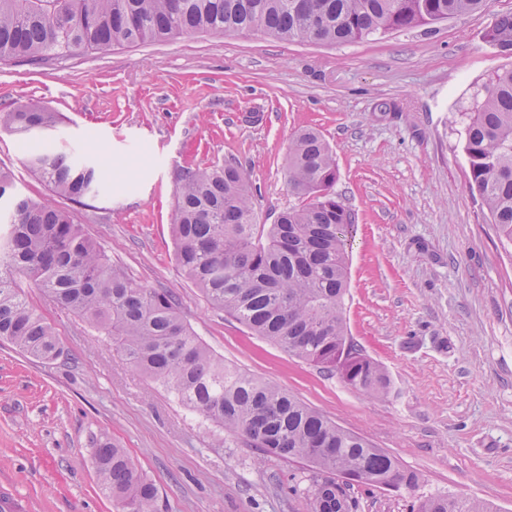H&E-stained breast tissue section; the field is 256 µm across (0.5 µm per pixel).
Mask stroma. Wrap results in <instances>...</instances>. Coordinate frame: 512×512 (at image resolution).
Instances as JSON below:
<instances>
[{
    "instance_id": "stroma-1",
    "label": "stroma",
    "mask_w": 512,
    "mask_h": 512,
    "mask_svg": "<svg viewBox=\"0 0 512 512\" xmlns=\"http://www.w3.org/2000/svg\"><path fill=\"white\" fill-rule=\"evenodd\" d=\"M512 0L435 25L342 44L261 32L183 35L48 65L0 64V108L44 106L46 141L117 171L84 203L56 198L0 131V169L18 196L55 201L143 288L171 292L225 364L271 380L420 476L416 490L353 484L354 512H410L448 494L512 512V243L469 187L463 115L512 53L486 33ZM316 127L336 156L352 214L344 315L388 371L374 398L288 355L213 308L174 259L171 214L183 170L233 161L260 219L297 205L291 136ZM61 356L0 341V503L18 512H120L91 450L106 436L161 492L159 512H310L308 469L264 455L192 415L133 371L106 336L28 287Z\"/></svg>"
}]
</instances>
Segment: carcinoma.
<instances>
[{"label": "carcinoma", "instance_id": "1", "mask_svg": "<svg viewBox=\"0 0 512 512\" xmlns=\"http://www.w3.org/2000/svg\"><path fill=\"white\" fill-rule=\"evenodd\" d=\"M483 0H0V63L46 64L118 46L190 33L260 31L287 41L341 44L389 30L433 25L474 12ZM491 41L512 45V15ZM57 125L44 109H0V129L23 138L31 172L58 196L81 203L106 184L85 157L59 152L35 131ZM470 188L497 234L512 242V67L493 74L464 126ZM336 159L328 142L303 129L288 146V185L302 199L275 224H261L250 182L231 162L181 175L172 236L179 268L213 307L253 335L339 374L374 397L392 391L388 372L347 336L343 298L349 279L351 213L337 199ZM0 171V340L42 359L61 355L56 333L17 288L32 281L54 304L108 336L134 370L172 393L197 417L250 448L308 463L303 494L310 512H353L351 482L418 486L415 472L346 431L273 381L224 364L186 324L176 298L134 285L69 213L11 193ZM101 489L122 512H157L159 489L107 437L93 448ZM345 477L342 482L337 476ZM412 512H491L476 500L418 497Z\"/></svg>", "mask_w": 512, "mask_h": 512}]
</instances>
